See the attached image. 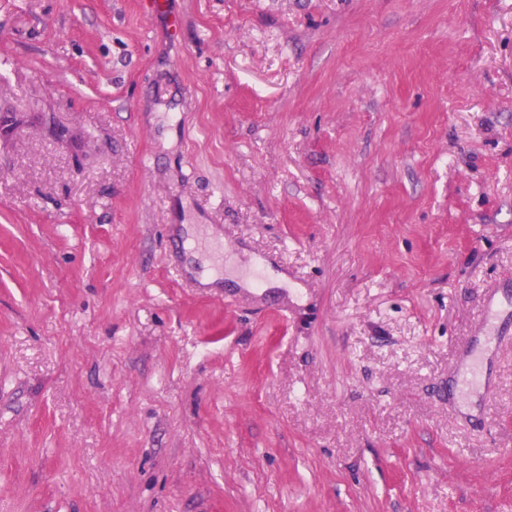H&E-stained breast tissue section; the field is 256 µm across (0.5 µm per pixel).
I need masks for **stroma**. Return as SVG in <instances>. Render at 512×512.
<instances>
[{
  "instance_id": "35a3bbf8",
  "label": "stroma",
  "mask_w": 512,
  "mask_h": 512,
  "mask_svg": "<svg viewBox=\"0 0 512 512\" xmlns=\"http://www.w3.org/2000/svg\"><path fill=\"white\" fill-rule=\"evenodd\" d=\"M168 9L0 0V512H512V0ZM502 311L497 291L494 289L487 296L486 309L478 327V332L482 335L481 342L487 351L499 353L503 349L504 331L498 328V319ZM467 371L455 380V385L460 390H476L485 386V363L480 354L469 355Z\"/></svg>"
}]
</instances>
